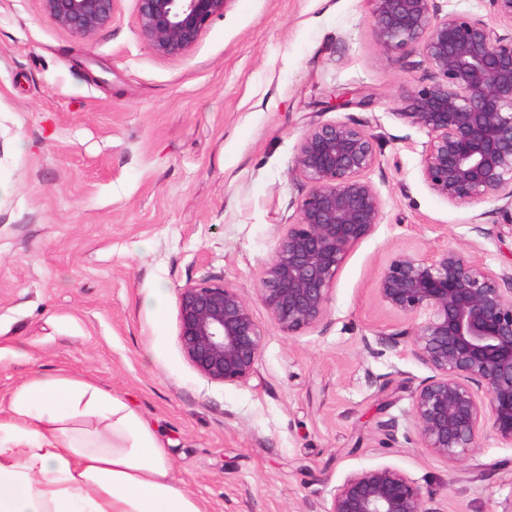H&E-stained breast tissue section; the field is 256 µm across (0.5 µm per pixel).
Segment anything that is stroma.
Listing matches in <instances>:
<instances>
[{
  "label": "stroma",
  "instance_id": "stroma-1",
  "mask_svg": "<svg viewBox=\"0 0 512 512\" xmlns=\"http://www.w3.org/2000/svg\"><path fill=\"white\" fill-rule=\"evenodd\" d=\"M372 8L229 0L179 58L141 37L136 0L88 38L42 0H0V411L36 374L123 396L206 512H326L347 474L381 464L435 512H512V445L484 432L456 465L420 448L411 394L430 369L364 344L403 323L374 292L399 251L448 246L512 269L500 201L453 206L424 184L427 135L398 111L431 73L418 54H382ZM345 88L366 106L326 109ZM347 117L376 141L382 220L320 323L289 336L257 283L307 190L301 138ZM208 280L238 288L264 331L246 382L209 381L182 351L179 290Z\"/></svg>",
  "mask_w": 512,
  "mask_h": 512
}]
</instances>
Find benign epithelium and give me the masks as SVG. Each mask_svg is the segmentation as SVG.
<instances>
[{
  "label": "benign epithelium",
  "instance_id": "1",
  "mask_svg": "<svg viewBox=\"0 0 512 512\" xmlns=\"http://www.w3.org/2000/svg\"><path fill=\"white\" fill-rule=\"evenodd\" d=\"M116 0H43L57 24L87 37L106 26ZM228 0H137L139 30L155 53L188 55ZM380 50L417 53L431 83L409 91L397 116L426 131L421 175L450 205L512 199V0H488L495 22L437 0H373ZM365 105L350 92L333 109ZM376 144L351 119L311 127L295 171L308 190L258 281L256 292L279 329L293 336L324 317L330 286L349 250L380 224L383 200L368 174ZM378 300L408 320L376 343L403 346L433 376L412 393L418 443L460 463L488 427L512 444V272L497 273L455 248L400 252L383 268ZM179 340L212 382L237 384L255 372L264 334L238 289L204 281L179 291ZM326 512H433L413 479L390 465L349 473Z\"/></svg>",
  "mask_w": 512,
  "mask_h": 512
}]
</instances>
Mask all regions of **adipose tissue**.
<instances>
[{
	"instance_id": "ef3b65f1",
	"label": "adipose tissue",
	"mask_w": 512,
	"mask_h": 512,
	"mask_svg": "<svg viewBox=\"0 0 512 512\" xmlns=\"http://www.w3.org/2000/svg\"><path fill=\"white\" fill-rule=\"evenodd\" d=\"M0 512H204L123 397L35 376L0 415Z\"/></svg>"
}]
</instances>
